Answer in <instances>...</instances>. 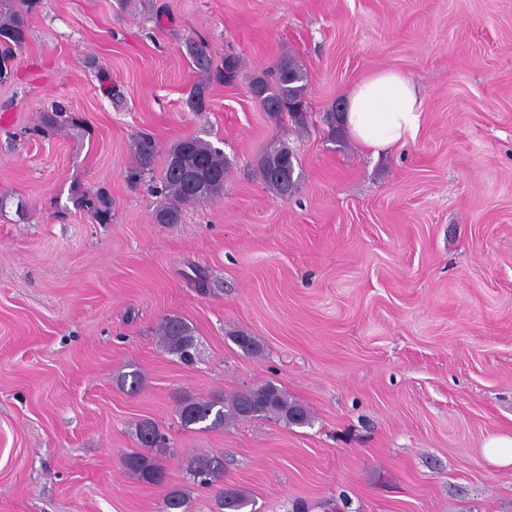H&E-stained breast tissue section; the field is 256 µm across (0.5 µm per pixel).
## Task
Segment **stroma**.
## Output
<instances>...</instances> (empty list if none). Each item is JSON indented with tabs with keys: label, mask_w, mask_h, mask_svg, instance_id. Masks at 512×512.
<instances>
[{
	"label": "stroma",
	"mask_w": 512,
	"mask_h": 512,
	"mask_svg": "<svg viewBox=\"0 0 512 512\" xmlns=\"http://www.w3.org/2000/svg\"><path fill=\"white\" fill-rule=\"evenodd\" d=\"M28 24L0 80V512H163L174 488L216 512L228 483L256 512H512V465L483 454L512 435V0H43ZM199 39L244 68L194 112ZM288 56L302 131L248 90ZM380 69L415 82L424 120L375 156L323 116ZM142 132L158 170L189 136L222 149L223 196L157 223L125 178ZM277 137L298 160L285 200L258 169ZM100 189L103 221L74 202ZM167 316L194 364L160 347ZM266 382L312 426L179 423L183 397ZM146 420L170 439L161 485L123 463ZM200 453L223 462L206 490ZM159 342L163 350L183 363H191L196 350L193 328L183 319L165 317L158 328ZM188 474L194 486L209 488L220 478L221 466L214 457L202 454L192 459Z\"/></svg>",
	"instance_id": "35a3bbf8"
}]
</instances>
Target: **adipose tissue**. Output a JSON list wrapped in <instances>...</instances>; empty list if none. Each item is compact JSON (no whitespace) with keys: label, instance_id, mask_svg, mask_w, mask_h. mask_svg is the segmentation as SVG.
I'll list each match as a JSON object with an SVG mask.
<instances>
[{"label":"adipose tissue","instance_id":"ef3b65f1","mask_svg":"<svg viewBox=\"0 0 512 512\" xmlns=\"http://www.w3.org/2000/svg\"><path fill=\"white\" fill-rule=\"evenodd\" d=\"M424 100L401 73L381 69L348 93L343 123L366 150L380 154L414 140L422 126Z\"/></svg>","mask_w":512,"mask_h":512}]
</instances>
